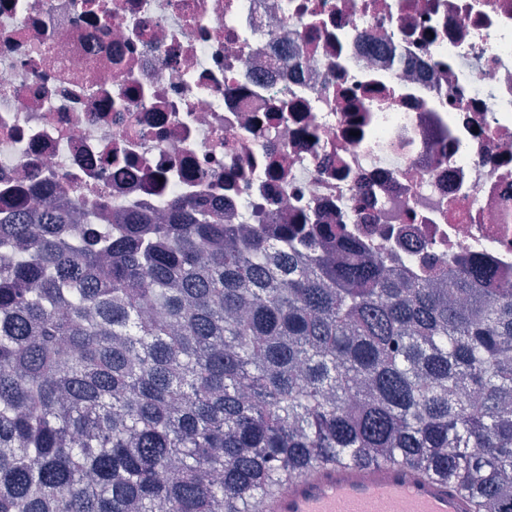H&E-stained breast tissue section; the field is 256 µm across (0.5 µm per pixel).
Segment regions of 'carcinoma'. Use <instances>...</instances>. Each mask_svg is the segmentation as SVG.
Segmentation results:
<instances>
[{
  "label": "carcinoma",
  "instance_id": "cac0c4a2",
  "mask_svg": "<svg viewBox=\"0 0 512 512\" xmlns=\"http://www.w3.org/2000/svg\"><path fill=\"white\" fill-rule=\"evenodd\" d=\"M443 35L400 39L443 68ZM346 76L338 54L350 111L385 108ZM162 211L73 237L54 204L0 219V512H258L316 467L390 462L512 512V277L407 279L306 213Z\"/></svg>",
  "mask_w": 512,
  "mask_h": 512
}]
</instances>
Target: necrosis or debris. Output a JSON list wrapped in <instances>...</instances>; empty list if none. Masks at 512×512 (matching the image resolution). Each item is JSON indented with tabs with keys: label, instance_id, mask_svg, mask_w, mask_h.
<instances>
[{
	"label": "necrosis or debris",
	"instance_id": "4bbe7bcc",
	"mask_svg": "<svg viewBox=\"0 0 512 512\" xmlns=\"http://www.w3.org/2000/svg\"><path fill=\"white\" fill-rule=\"evenodd\" d=\"M0 0V212L47 198L77 224L154 217L168 188L224 224L255 209L291 223H336L416 275L423 258H476L512 273V0L476 20L474 0ZM342 12L349 79L402 84L403 96L366 115L353 139L336 85V49L308 35L309 13ZM437 26L431 80L417 58L392 61L381 34ZM299 48V72L282 61ZM455 85L480 111L425 112L436 86ZM291 91L302 111L275 112ZM453 129L451 165L438 164L436 134ZM350 170V178L339 175ZM279 191L268 196V184ZM410 201L425 219L376 221Z\"/></svg>",
	"mask_w": 512,
	"mask_h": 512
}]
</instances>
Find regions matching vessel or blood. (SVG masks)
<instances>
[{
	"label": "vessel or blood",
	"mask_w": 512,
	"mask_h": 512,
	"mask_svg": "<svg viewBox=\"0 0 512 512\" xmlns=\"http://www.w3.org/2000/svg\"><path fill=\"white\" fill-rule=\"evenodd\" d=\"M471 500L406 464L331 465L292 479L268 512H471Z\"/></svg>",
	"instance_id": "obj_1"
}]
</instances>
